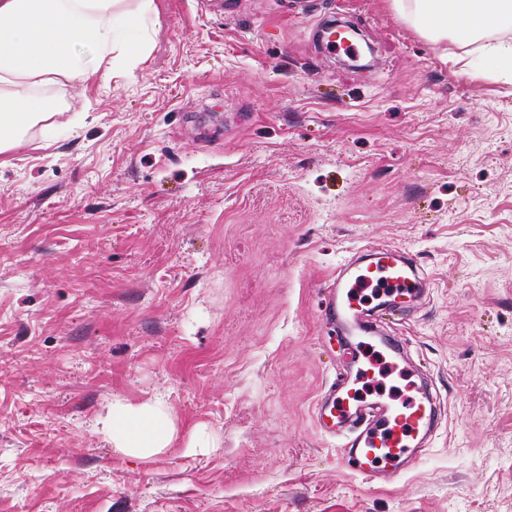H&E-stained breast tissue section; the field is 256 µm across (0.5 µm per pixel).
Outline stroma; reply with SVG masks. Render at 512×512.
<instances>
[{
	"label": "stroma",
	"instance_id": "1",
	"mask_svg": "<svg viewBox=\"0 0 512 512\" xmlns=\"http://www.w3.org/2000/svg\"><path fill=\"white\" fill-rule=\"evenodd\" d=\"M152 5L134 65L0 155V512H512V80L390 0ZM384 246L430 292L379 328L444 409L393 485L313 415L347 358L324 283ZM158 394L220 447L115 455L97 419Z\"/></svg>",
	"mask_w": 512,
	"mask_h": 512
}]
</instances>
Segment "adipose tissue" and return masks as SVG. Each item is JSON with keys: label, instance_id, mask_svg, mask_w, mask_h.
I'll return each instance as SVG.
<instances>
[{"label": "adipose tissue", "instance_id": "adipose-tissue-1", "mask_svg": "<svg viewBox=\"0 0 512 512\" xmlns=\"http://www.w3.org/2000/svg\"><path fill=\"white\" fill-rule=\"evenodd\" d=\"M393 9L435 40L458 48L479 44L478 71L512 72V42H491L490 33L512 27V0H391ZM152 0L128 9L125 0H0V154L47 109L43 88L89 81L114 59L134 63L141 46L117 38V24L136 28L150 16ZM89 41L93 63L72 46ZM99 431L121 455L147 460L174 447L178 429L164 398L115 399Z\"/></svg>", "mask_w": 512, "mask_h": 512}]
</instances>
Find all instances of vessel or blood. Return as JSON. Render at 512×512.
I'll use <instances>...</instances> for the list:
<instances>
[{"label":"vessel or blood","instance_id":"1","mask_svg":"<svg viewBox=\"0 0 512 512\" xmlns=\"http://www.w3.org/2000/svg\"><path fill=\"white\" fill-rule=\"evenodd\" d=\"M379 289L382 297L401 300L403 308L419 305L427 292V280L416 264L396 248L370 251L366 265L338 266L324 290V311L335 320L342 334L352 336L354 355L368 349L372 317L365 291ZM380 357L390 369L406 375L411 394L406 398L366 393H351L348 385L329 388L317 401L315 420L330 435L349 432L342 451L343 464L367 480L377 478L390 483L415 466L423 445L422 433L436 414L437 396L414 380L415 373L403 364L397 338L383 339Z\"/></svg>","mask_w":512,"mask_h":512}]
</instances>
